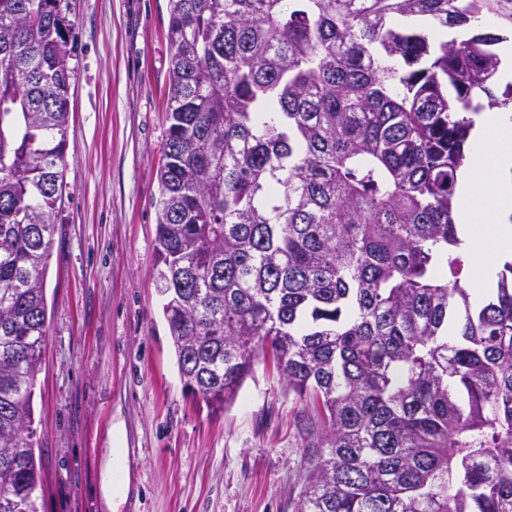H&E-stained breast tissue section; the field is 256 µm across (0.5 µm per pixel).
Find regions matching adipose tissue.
<instances>
[{
	"instance_id": "ef3b65f1",
	"label": "adipose tissue",
	"mask_w": 512,
	"mask_h": 512,
	"mask_svg": "<svg viewBox=\"0 0 512 512\" xmlns=\"http://www.w3.org/2000/svg\"><path fill=\"white\" fill-rule=\"evenodd\" d=\"M471 153L458 175L454 221L479 258L474 297L480 300L494 291L500 264L512 260V108L481 113Z\"/></svg>"
}]
</instances>
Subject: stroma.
Wrapping results in <instances>:
<instances>
[{"instance_id":"obj_1","label":"stroma","mask_w":512,"mask_h":512,"mask_svg":"<svg viewBox=\"0 0 512 512\" xmlns=\"http://www.w3.org/2000/svg\"><path fill=\"white\" fill-rule=\"evenodd\" d=\"M63 4L74 79L34 397L40 512H295L319 406L260 360L213 413L180 379L155 288L169 0ZM117 457L128 486L108 498Z\"/></svg>"}]
</instances>
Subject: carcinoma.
Masks as SVG:
<instances>
[{
  "instance_id": "obj_1",
  "label": "carcinoma",
  "mask_w": 512,
  "mask_h": 512,
  "mask_svg": "<svg viewBox=\"0 0 512 512\" xmlns=\"http://www.w3.org/2000/svg\"><path fill=\"white\" fill-rule=\"evenodd\" d=\"M170 0L157 287L214 412L260 358L322 404L296 512H512V262L473 306L453 220L502 37L481 0ZM74 21L0 0V512H39L33 429Z\"/></svg>"
}]
</instances>
